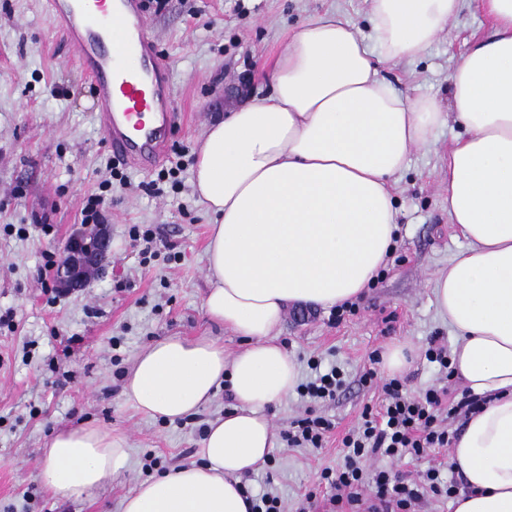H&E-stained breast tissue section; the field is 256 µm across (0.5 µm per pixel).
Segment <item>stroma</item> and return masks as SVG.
I'll return each instance as SVG.
<instances>
[{
	"label": "stroma",
	"mask_w": 512,
	"mask_h": 512,
	"mask_svg": "<svg viewBox=\"0 0 512 512\" xmlns=\"http://www.w3.org/2000/svg\"><path fill=\"white\" fill-rule=\"evenodd\" d=\"M45 3L0 0V313L13 315L11 325L0 326V512H119L120 500L146 478L145 455L160 457L167 470L197 461L199 427L233 404L221 390L198 414L170 422L138 413L123 395L133 357L158 338L208 332L227 353L244 347L202 310L209 219L191 188L198 142L224 112L268 93L269 59L312 16L339 11L371 37V0H167L148 11L174 97L168 152L150 169L125 166L122 179L111 180L102 205L112 239L108 271L57 303L42 291V256L62 252L79 233L84 202L111 179L114 157L92 86L68 44L52 33ZM490 33L488 18L470 0L422 55L390 62L383 74L402 96L448 100L460 56ZM460 131L448 123L412 149L394 192V250L352 310L311 309L300 318L291 307L285 314L280 340L300 377L317 356L346 373L335 400L320 408L335 424L324 446L276 442L272 463L245 478L253 492L279 495L285 512H298L310 492L311 512H340L319 475L342 464V439L364 407L381 403L388 373L371 364L372 353L408 343L414 359L399 376L405 390L416 394L439 382L424 347L433 336L456 341L431 288L434 275L466 246L448 215V150ZM8 224L25 227V236L5 232ZM135 225L173 244L179 260L141 263L129 238ZM69 338L67 352L62 343ZM371 369L372 384H362ZM86 425L123 434L129 467L86 499L57 501L39 482L43 445L55 429Z\"/></svg>",
	"instance_id": "obj_1"
}]
</instances>
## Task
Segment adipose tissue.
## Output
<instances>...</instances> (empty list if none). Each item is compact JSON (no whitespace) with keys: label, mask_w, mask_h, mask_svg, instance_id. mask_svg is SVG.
Here are the masks:
<instances>
[{"label":"adipose tissue","mask_w":512,"mask_h":512,"mask_svg":"<svg viewBox=\"0 0 512 512\" xmlns=\"http://www.w3.org/2000/svg\"><path fill=\"white\" fill-rule=\"evenodd\" d=\"M492 34L451 77L449 106L406 98L382 76L419 57L465 0H371L374 42L339 14L289 35L270 90L209 125L192 185L210 216L202 307L245 347L228 356L211 336H166L138 352L124 394L139 412L183 419L219 389L232 408L209 420L197 464L141 483L120 512H252L243 482L276 442L269 411L294 392L298 364L279 341L288 305L355 300L390 256L393 190L412 148L455 120L448 213L467 247L434 280V302L457 341L451 367L482 397L452 458L463 478L453 512H512V0H479ZM123 436L59 429L44 447L41 484L79 500L121 475Z\"/></svg>","instance_id":"ef3b65f1"}]
</instances>
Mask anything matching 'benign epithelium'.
Segmentation results:
<instances>
[{
    "mask_svg": "<svg viewBox=\"0 0 512 512\" xmlns=\"http://www.w3.org/2000/svg\"><path fill=\"white\" fill-rule=\"evenodd\" d=\"M110 255V237L101 227L94 238L81 234L65 243L56 273V287L70 292L82 288L94 276L101 274Z\"/></svg>",
    "mask_w": 512,
    "mask_h": 512,
    "instance_id": "1",
    "label": "benign epithelium"
}]
</instances>
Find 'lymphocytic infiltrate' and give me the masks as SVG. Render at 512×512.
I'll list each match as a JSON object with an SVG mask.
<instances>
[{
    "instance_id": "obj_1",
    "label": "lymphocytic infiltrate",
    "mask_w": 512,
    "mask_h": 512,
    "mask_svg": "<svg viewBox=\"0 0 512 512\" xmlns=\"http://www.w3.org/2000/svg\"><path fill=\"white\" fill-rule=\"evenodd\" d=\"M310 376L298 387L301 397L310 398L312 404L302 418L293 422L283 438L289 447H322L333 423L319 414L317 401L335 399L345 384L343 372L335 367H322L317 360H310ZM384 399L379 410L365 408L363 423L357 431L343 439L344 464L335 472L323 471L322 481L332 489L331 503L344 504L352 512H412L422 499H448L454 497L457 486L444 480L439 468H429L422 480L407 478L404 474L381 470L373 477H366L361 467L363 460L384 455L391 458L405 456L423 457L432 450L448 447L452 438L448 421L459 414H469L480 406L473 395L463 397L453 406H445L449 387H431L418 395L404 393L399 379L393 378L382 386ZM373 481L375 492L362 498L361 487Z\"/></svg>"
}]
</instances>
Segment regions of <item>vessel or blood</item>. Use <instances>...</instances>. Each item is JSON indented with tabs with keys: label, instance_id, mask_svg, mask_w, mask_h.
<instances>
[{
	"label": "vessel or blood",
	"instance_id": "vessel-or-blood-1",
	"mask_svg": "<svg viewBox=\"0 0 512 512\" xmlns=\"http://www.w3.org/2000/svg\"><path fill=\"white\" fill-rule=\"evenodd\" d=\"M47 14L93 82L113 154L135 168L163 161L174 100L143 0H47Z\"/></svg>",
	"mask_w": 512,
	"mask_h": 512
}]
</instances>
